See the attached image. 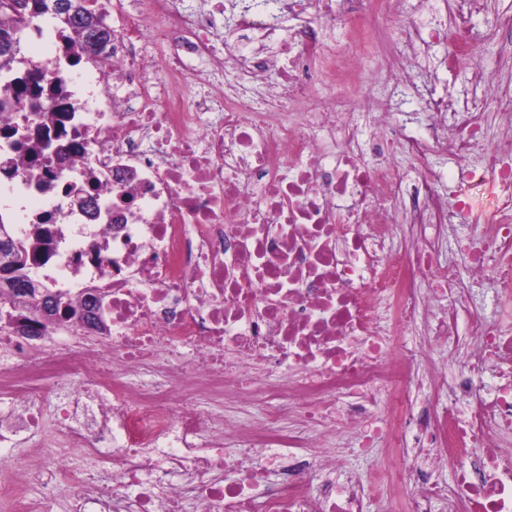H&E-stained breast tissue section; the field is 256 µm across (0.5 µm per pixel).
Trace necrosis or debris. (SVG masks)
<instances>
[{"mask_svg":"<svg viewBox=\"0 0 512 512\" xmlns=\"http://www.w3.org/2000/svg\"><path fill=\"white\" fill-rule=\"evenodd\" d=\"M195 2L125 0L111 51L93 59L41 22L32 36L49 55L0 71V99L39 72L36 100L53 106L0 108V222L33 242L32 279L64 302L52 348L0 334V394L21 399L0 409V443L37 430L64 386L60 445L37 454L65 471L82 449L69 512H364L368 481L338 483L321 452L345 432L398 462L381 512L436 499L512 512V325L476 312L470 288L490 278L512 299V156L485 151L478 108L425 98L447 120L420 134L365 90L370 59L382 78L436 41L483 77L469 31L408 23L389 46L387 0ZM332 21L348 31L345 69L322 40ZM191 59L208 92L192 90ZM442 150L471 162L433 166ZM489 179L497 205L460 245L464 283L433 230L470 208L456 181ZM385 301L401 326L422 324L415 346L380 324ZM437 342L453 376L431 361ZM423 383L447 406L418 405ZM217 399L259 406V425L209 411ZM450 465L456 484L432 482Z\"/></svg>","mask_w":512,"mask_h":512,"instance_id":"necrosis-or-debris-1","label":"necrosis or debris"}]
</instances>
